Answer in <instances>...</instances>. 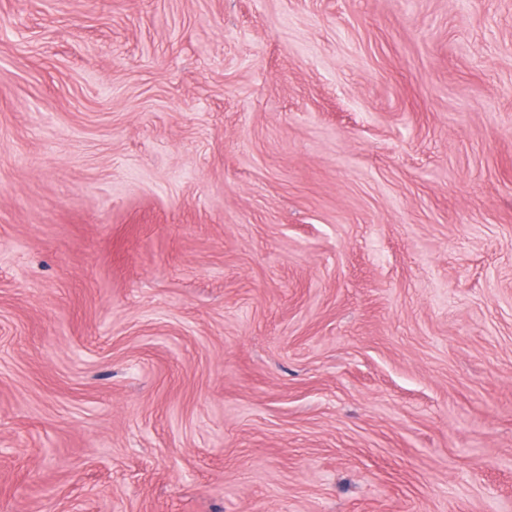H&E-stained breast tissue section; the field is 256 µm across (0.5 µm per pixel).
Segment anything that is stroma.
Returning <instances> with one entry per match:
<instances>
[{
  "label": "stroma",
  "mask_w": 512,
  "mask_h": 512,
  "mask_svg": "<svg viewBox=\"0 0 512 512\" xmlns=\"http://www.w3.org/2000/svg\"><path fill=\"white\" fill-rule=\"evenodd\" d=\"M512 512V0H0V512Z\"/></svg>",
  "instance_id": "1"
}]
</instances>
